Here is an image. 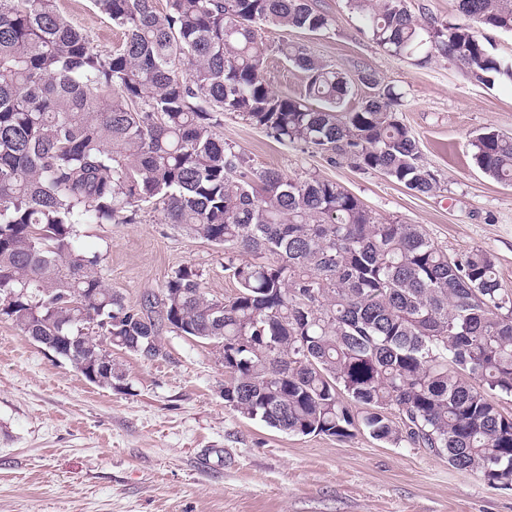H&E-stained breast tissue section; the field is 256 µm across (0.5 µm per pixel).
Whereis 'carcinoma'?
Returning a JSON list of instances; mask_svg holds the SVG:
<instances>
[{"instance_id":"carcinoma-1","label":"carcinoma","mask_w":512,"mask_h":512,"mask_svg":"<svg viewBox=\"0 0 512 512\" xmlns=\"http://www.w3.org/2000/svg\"><path fill=\"white\" fill-rule=\"evenodd\" d=\"M91 3L123 30L107 55L57 0H0V319L79 372L109 345L126 349L123 336L160 341L162 322L220 336L224 403L241 416L292 435L366 432L508 488L512 292L487 252L451 259L419 225L377 219L333 181L256 170L219 134L235 113L429 195L438 182L397 116L400 94L364 71L374 93L346 108L348 80L288 42L277 52L305 74L304 94L271 89L261 27L329 29L310 0ZM347 3L386 53L512 80L482 34L512 32V0H460L455 23L421 21L404 0ZM471 145L481 170L512 184V136L485 128ZM145 205L224 247L236 293L209 295L193 265L137 305L105 287L100 255L75 246L79 227L135 224Z\"/></svg>"}]
</instances>
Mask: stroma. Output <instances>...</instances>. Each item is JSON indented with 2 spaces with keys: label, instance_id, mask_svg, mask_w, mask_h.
I'll return each mask as SVG.
<instances>
[{
  "label": "stroma",
  "instance_id": "35a3bbf8",
  "mask_svg": "<svg viewBox=\"0 0 512 512\" xmlns=\"http://www.w3.org/2000/svg\"><path fill=\"white\" fill-rule=\"evenodd\" d=\"M311 2L331 28H263L272 48L266 81L290 96L304 87V73L273 51L284 41L347 77L348 107L371 93L359 74L375 72L402 92L398 116L437 190L418 195L349 161L331 163L232 114L220 130L225 143L255 168L336 182L376 217L420 225L449 256L485 250L512 290V185L480 170L470 145L486 127L512 134V82L479 83L440 56L421 66L389 55L347 0ZM58 4L99 51L118 44L90 0ZM77 245L102 255L106 286L131 305L186 264L202 271L211 296L237 290L223 248L165 223L158 211H142L136 224L83 225ZM159 335L165 357L113 352L106 389L0 320V512H512V489L489 488L424 449L363 432L341 441L294 436L241 417L224 404V365L212 347L165 326Z\"/></svg>",
  "mask_w": 512,
  "mask_h": 512
}]
</instances>
